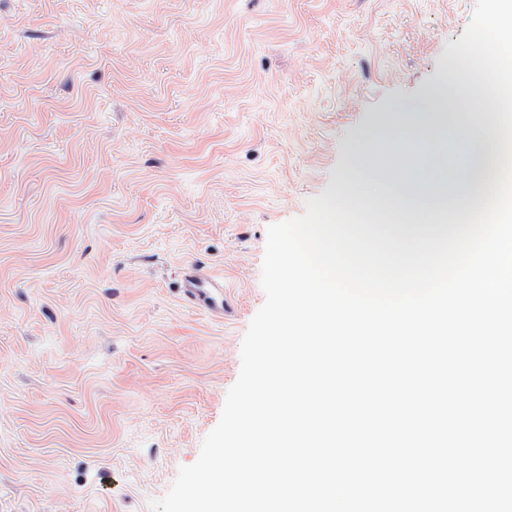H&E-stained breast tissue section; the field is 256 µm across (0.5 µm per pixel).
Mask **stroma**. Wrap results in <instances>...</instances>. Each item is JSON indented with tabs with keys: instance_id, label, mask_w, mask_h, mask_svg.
Masks as SVG:
<instances>
[{
	"instance_id": "obj_1",
	"label": "stroma",
	"mask_w": 512,
	"mask_h": 512,
	"mask_svg": "<svg viewBox=\"0 0 512 512\" xmlns=\"http://www.w3.org/2000/svg\"><path fill=\"white\" fill-rule=\"evenodd\" d=\"M476 6L0 0V512H155L238 378L268 227L429 97ZM185 298L208 312L224 315V277L188 266L182 277Z\"/></svg>"
}]
</instances>
